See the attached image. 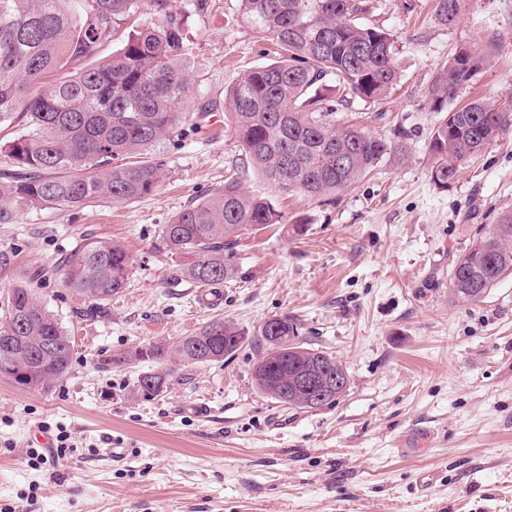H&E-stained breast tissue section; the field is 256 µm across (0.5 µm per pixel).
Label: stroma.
<instances>
[{
    "mask_svg": "<svg viewBox=\"0 0 512 512\" xmlns=\"http://www.w3.org/2000/svg\"><path fill=\"white\" fill-rule=\"evenodd\" d=\"M194 3L170 0L184 20L186 110L202 120L157 146L165 183L130 204L24 210L0 224V295L33 278L74 341L68 374L49 389L0 376V512H512V275L477 301L449 288L477 225L512 209V131L440 187L427 96L458 48L480 45L489 58L458 104L512 103V0H466L450 26L436 0H373L365 22L393 35L402 78L382 103L344 104L336 120L403 132L406 154L318 200L275 188L223 112L203 113L274 47L239 0ZM230 176L284 221L242 235L227 257L237 274L208 307L159 231ZM88 235L133 257L127 288L94 316L58 269ZM284 315L347 371L336 403L307 410L261 394L250 345L176 366L154 399L136 395L157 366L138 350L174 347L215 319L252 334ZM37 429L64 439L59 462L42 463Z\"/></svg>",
    "mask_w": 512,
    "mask_h": 512,
    "instance_id": "stroma-1",
    "label": "stroma"
}]
</instances>
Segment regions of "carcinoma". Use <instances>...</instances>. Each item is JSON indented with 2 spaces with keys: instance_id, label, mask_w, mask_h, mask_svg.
<instances>
[{
  "instance_id": "cac0c4a2",
  "label": "carcinoma",
  "mask_w": 512,
  "mask_h": 512,
  "mask_svg": "<svg viewBox=\"0 0 512 512\" xmlns=\"http://www.w3.org/2000/svg\"><path fill=\"white\" fill-rule=\"evenodd\" d=\"M437 19L451 25L463 0H437ZM149 11L154 20L128 34L108 56L119 29ZM245 21L277 47V58L246 70L224 94V116L248 165L274 187L312 198L336 195L405 146L352 125L336 124V105L384 101L401 80L394 37L363 22L370 0H239ZM182 23L169 0H0V224L17 212L80 207L95 202L132 203L153 194L167 178L150 154L179 133L192 83L183 58ZM488 53L466 47L435 72L427 95L443 117L429 153L436 184L446 186L459 168L512 129V109L483 100L448 108L483 68ZM283 223L271 200L248 194L234 176L162 225L163 248L188 261L184 277L218 284L234 277L224 261L242 232ZM132 257L109 240L86 238L60 265L66 287L91 302L89 314L126 287ZM512 274V210L484 224L452 262L449 281L459 300L476 301ZM0 364L29 369L28 389L46 390L71 364L74 341L22 282L0 302ZM249 343L276 360L254 369L257 389L272 399L304 407L291 392L309 368L344 371L325 351L305 346L299 324L270 318L248 338L214 320L181 339L170 352L152 345L137 356L185 367L218 363ZM153 387L135 385L146 400L168 389L171 370L151 372Z\"/></svg>"
}]
</instances>
